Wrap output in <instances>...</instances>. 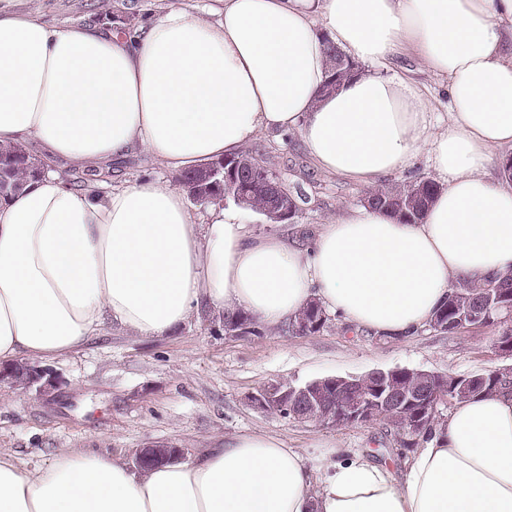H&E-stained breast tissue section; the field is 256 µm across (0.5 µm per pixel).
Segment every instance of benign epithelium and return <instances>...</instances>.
<instances>
[{"instance_id": "benign-epithelium-1", "label": "benign epithelium", "mask_w": 512, "mask_h": 512, "mask_svg": "<svg viewBox=\"0 0 512 512\" xmlns=\"http://www.w3.org/2000/svg\"><path fill=\"white\" fill-rule=\"evenodd\" d=\"M269 207L277 211L284 221H293L295 210L279 198L275 186H270L268 194ZM496 312L495 297L489 293L473 302L461 312L456 320L449 322L440 317L432 322L433 329L442 332L463 328L487 327L491 315ZM512 373L511 366L497 368L486 374H479L468 379L448 378L446 374L436 372L396 368L373 370L364 375L347 378L344 376H327L322 383L336 388L340 396L337 411H316L318 391L312 386L275 385L249 396L251 404L267 411L273 399L285 403V410L293 418L301 421L315 422L325 427L366 426L380 421L387 416L399 414L408 416L419 425L432 420L439 413L440 405H448L457 396H464L480 390L487 381ZM7 383L14 389L24 391L36 390L47 395L60 386V381L49 369L29 361L17 362L11 368H0V383ZM183 456V450L173 448L161 456L156 447L147 446L139 449L134 457L135 463L177 462Z\"/></svg>"}]
</instances>
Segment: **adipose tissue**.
Returning <instances> with one entry per match:
<instances>
[{
  "label": "adipose tissue",
  "instance_id": "ef3b65f1",
  "mask_svg": "<svg viewBox=\"0 0 512 512\" xmlns=\"http://www.w3.org/2000/svg\"><path fill=\"white\" fill-rule=\"evenodd\" d=\"M174 0L134 30L59 28L0 0V144H36L44 171L0 201V366L78 351L106 325L163 336L203 309L267 326L310 301L405 340L454 284L512 270V0ZM366 70L323 94L325 43ZM409 51L448 94L437 131ZM298 131L315 165L374 186L427 152L423 219L359 206L306 240L256 235L233 208L198 213L169 174ZM137 150L164 174L77 191L63 161L102 169ZM0 512H512V388L455 402L400 470L337 451L319 470L263 432L149 471L66 451L29 469L0 452Z\"/></svg>",
  "mask_w": 512,
  "mask_h": 512
}]
</instances>
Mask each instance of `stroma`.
<instances>
[{
  "instance_id": "1",
  "label": "stroma",
  "mask_w": 512,
  "mask_h": 512,
  "mask_svg": "<svg viewBox=\"0 0 512 512\" xmlns=\"http://www.w3.org/2000/svg\"><path fill=\"white\" fill-rule=\"evenodd\" d=\"M169 0H20L55 27L91 26L102 18L133 29L166 9ZM395 74L428 89L430 108L448 114V96L436 78L409 54L397 56ZM259 140L288 189L308 195L299 216L315 228L342 207H356L364 186L320 172L299 133L268 130ZM147 152L113 161L98 174L71 168L79 190H105L135 177L160 174ZM497 328L455 334L423 329L409 341L382 339L331 319L328 328L304 336L267 329L261 336L231 337L211 316L199 313L168 335L143 338L119 327L106 329L78 352L49 361L61 385L41 396L0 386V452L27 466H45L60 453L87 450L133 462L137 449L154 443L200 455L230 434L264 432L281 438L309 467H320L337 449L363 452L377 462L402 466L407 450L396 429L382 422L326 428L253 407L251 394L273 384L301 385L326 376L361 375L375 369L409 368L466 376L511 363L496 347Z\"/></svg>"
}]
</instances>
